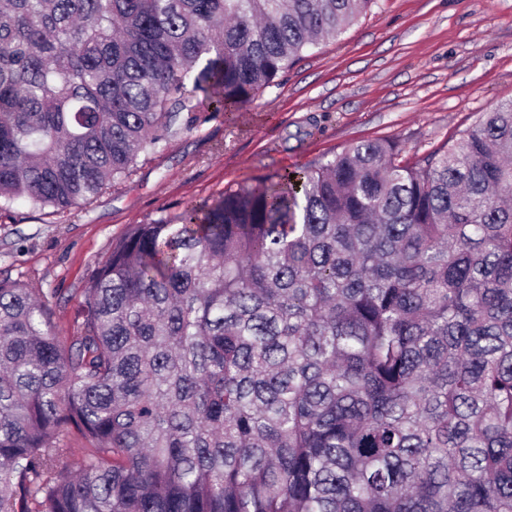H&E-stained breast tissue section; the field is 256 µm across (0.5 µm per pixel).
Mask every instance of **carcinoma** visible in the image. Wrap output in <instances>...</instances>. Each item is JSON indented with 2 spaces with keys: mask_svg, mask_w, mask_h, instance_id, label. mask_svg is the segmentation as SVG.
<instances>
[{
  "mask_svg": "<svg viewBox=\"0 0 512 512\" xmlns=\"http://www.w3.org/2000/svg\"><path fill=\"white\" fill-rule=\"evenodd\" d=\"M372 2L0 0V201L92 203ZM77 319L0 280V512H512V100L132 226Z\"/></svg>",
  "mask_w": 512,
  "mask_h": 512,
  "instance_id": "1",
  "label": "carcinoma"
}]
</instances>
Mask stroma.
Returning a JSON list of instances; mask_svg holds the SVG:
<instances>
[{"mask_svg": "<svg viewBox=\"0 0 512 512\" xmlns=\"http://www.w3.org/2000/svg\"><path fill=\"white\" fill-rule=\"evenodd\" d=\"M508 100L512 0H373L233 122L197 103L194 129L93 204L54 215L18 201L0 211V279L39 289L52 331L77 335L82 291L132 225L209 206L225 188L364 140L397 142L412 163Z\"/></svg>", "mask_w": 512, "mask_h": 512, "instance_id": "stroma-1", "label": "stroma"}]
</instances>
